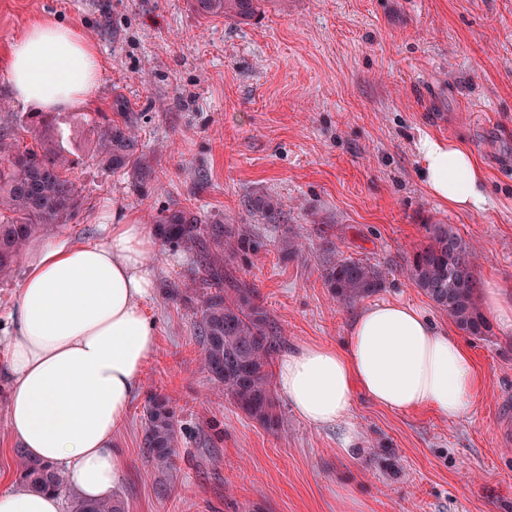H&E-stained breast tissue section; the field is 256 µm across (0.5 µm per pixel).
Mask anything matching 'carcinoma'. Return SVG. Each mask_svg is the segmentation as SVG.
Wrapping results in <instances>:
<instances>
[{
  "mask_svg": "<svg viewBox=\"0 0 512 512\" xmlns=\"http://www.w3.org/2000/svg\"><path fill=\"white\" fill-rule=\"evenodd\" d=\"M265 0H194L203 17L244 23ZM21 122L41 140L39 148H20L0 135V275L9 274L31 239L44 227L66 224L80 204L76 184L64 172L71 161L55 143L54 119L49 112H27ZM100 156L112 169H130L141 183L138 138L131 122L109 120L99 126ZM158 228L167 242L194 250L200 257L202 290L196 291L195 335L202 363L215 387L250 418L266 427L277 422L268 367L277 349L267 310L256 302L254 290L224 286V247H233L222 224H203L190 211L161 217ZM476 255L446 224H434L430 242L409 259L408 275L455 326L470 336H484L488 323L476 301ZM324 280L338 297L354 300L383 288L380 272L370 263L338 259L325 269ZM178 418L169 399L151 395L144 405V447L157 467L173 466L178 444ZM20 485L59 492L63 476L50 465L21 459ZM70 512H124L119 499L86 503L72 499Z\"/></svg>",
  "mask_w": 512,
  "mask_h": 512,
  "instance_id": "obj_1",
  "label": "carcinoma"
}]
</instances>
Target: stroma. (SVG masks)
I'll return each mask as SVG.
<instances>
[{
	"instance_id": "stroma-1",
	"label": "stroma",
	"mask_w": 512,
	"mask_h": 512,
	"mask_svg": "<svg viewBox=\"0 0 512 512\" xmlns=\"http://www.w3.org/2000/svg\"><path fill=\"white\" fill-rule=\"evenodd\" d=\"M46 17L89 39L103 73L89 105L54 115L81 205L36 244L100 237L110 211L152 227L187 209L227 225L238 244L224 270L254 289L284 349L344 345L353 316L381 302L448 324L406 274L434 224L473 245L478 278L512 284V0H269L242 24L202 17L193 0H0V134L28 144L5 63L13 40ZM118 98L140 144L138 188L95 152ZM425 135L472 150L489 179L484 211L429 196L416 152ZM344 258L375 265L383 288L336 298L323 273ZM151 261L158 342L118 438L125 512H336L340 485L367 512H512V445L500 442L512 342L501 328L463 338L483 381L465 418L357 400L350 422L364 446L350 457L339 428L305 424L284 398L273 431L218 392L192 306L167 295L200 287L196 252L161 240ZM153 392L182 428L165 474L143 446Z\"/></svg>"
}]
</instances>
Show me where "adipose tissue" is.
<instances>
[{
    "mask_svg": "<svg viewBox=\"0 0 512 512\" xmlns=\"http://www.w3.org/2000/svg\"><path fill=\"white\" fill-rule=\"evenodd\" d=\"M92 43L52 19L12 42L13 95L40 112L81 107L100 78ZM428 193L459 212L488 204L487 178L465 144L423 136L416 144ZM97 240L61 238L37 249L0 337L9 434L27 459L52 464L85 500L111 498L128 467L116 444L157 346L146 303L157 283V245L146 225L108 224ZM279 393L315 427L340 425L341 449L363 438L348 428L357 398L395 412L466 416L481 381L469 350L423 309L382 302L352 319L345 348L302 343L275 368ZM0 512H61L53 491L0 485Z\"/></svg>",
    "mask_w": 512,
    "mask_h": 512,
    "instance_id": "adipose-tissue-1",
    "label": "adipose tissue"
}]
</instances>
